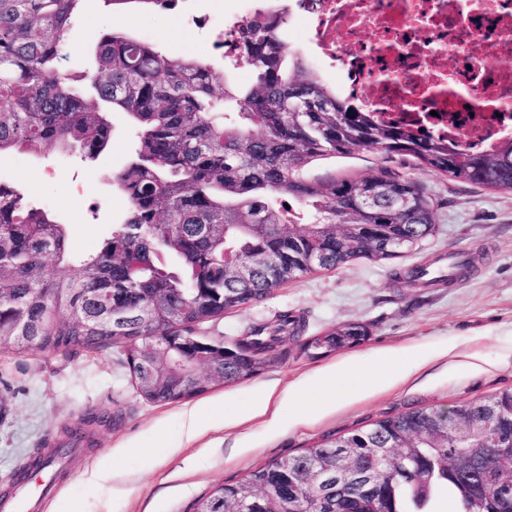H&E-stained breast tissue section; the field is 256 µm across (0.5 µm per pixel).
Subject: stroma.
Returning a JSON list of instances; mask_svg holds the SVG:
<instances>
[{"mask_svg": "<svg viewBox=\"0 0 512 512\" xmlns=\"http://www.w3.org/2000/svg\"><path fill=\"white\" fill-rule=\"evenodd\" d=\"M242 9L243 0H185L162 16L136 7L114 13L99 0H87L69 41L68 65L91 70L93 40L115 28L189 58L195 47L222 32L225 17ZM112 121V142L97 159L51 152L0 160V180L34 191L35 205L68 224L78 252L97 249L127 210L125 197L107 178L126 165L136 134L126 114L114 113ZM386 171L414 179L431 199L435 230L430 236L392 260L359 259L308 274L201 329L202 335L227 338L293 309L304 314L307 335L361 321L372 330L366 341L314 359L295 354L249 379L163 405L140 398L116 348L21 353L0 347V401L9 408L0 421V490L31 453L50 452L89 409H119L124 420L115 428L95 429L92 446L66 460L55 493L41 499L35 512H191L193 502L215 484L297 454L324 434L411 407H447L512 387V193L455 182L376 152L321 159L307 167L310 176L324 180ZM456 253L472 270L452 284L423 287L407 276L417 266L436 265ZM413 346L438 355L406 383L274 432L263 419L242 415L268 382L284 391L342 360L358 364L374 350ZM444 346L449 349L445 355L440 352ZM190 404L203 408L207 419L192 440L181 418ZM116 448L121 451L117 457L112 454ZM102 462L112 463L118 478L88 481L87 473Z\"/></svg>", "mask_w": 512, "mask_h": 512, "instance_id": "obj_1", "label": "stroma"}]
</instances>
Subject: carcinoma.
Returning <instances> with one entry per match:
<instances>
[{
    "label": "carcinoma",
    "instance_id": "cac0c4a2",
    "mask_svg": "<svg viewBox=\"0 0 512 512\" xmlns=\"http://www.w3.org/2000/svg\"><path fill=\"white\" fill-rule=\"evenodd\" d=\"M85 2L0 0V159L52 148L94 159L111 142L113 111L137 126L132 155L112 177L126 215L88 255L72 252L51 211L0 185V340L18 352L119 345L120 362L136 364L143 400L190 399L288 360L305 320L285 310L228 341L196 335L200 326L318 269L396 258L433 233L432 204L415 181L390 172L318 181L304 172L310 162L363 151L411 157L454 181L512 192V136L473 151L347 106L281 38L286 19L275 24L264 11L239 26V61L253 73L246 89L117 29L95 41V70L77 75L63 47ZM103 2L173 10L181 0ZM389 226L393 253L382 248ZM244 262L246 279L234 271ZM369 335L364 323H344L305 338L298 352L316 358ZM145 338L181 363L146 351ZM489 404L493 431L468 440L448 433V416L474 423ZM116 420L94 409L81 424ZM83 427L55 452L83 441ZM374 448L391 463L376 467ZM43 459L29 456L12 483ZM312 470L330 480L313 482ZM441 493L453 512H512V388L326 434L215 485L192 512H226L233 501L241 512H274L290 497L316 512H428Z\"/></svg>",
    "mask_w": 512,
    "mask_h": 512
}]
</instances>
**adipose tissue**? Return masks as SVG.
<instances>
[{
  "mask_svg": "<svg viewBox=\"0 0 512 512\" xmlns=\"http://www.w3.org/2000/svg\"><path fill=\"white\" fill-rule=\"evenodd\" d=\"M369 370L362 373L360 385L349 389L344 395H336L333 385L336 381L335 369H327L320 375L308 378L304 384L294 386L285 392H277L275 387L265 389L250 405L248 413L253 417L264 418L267 428L276 430L284 426L285 420L280 411L284 401L297 400L304 389H313L320 393V410L335 408L343 400H358L376 392L391 388L406 381L411 371L399 362V355L393 351H377L368 359Z\"/></svg>",
  "mask_w": 512,
  "mask_h": 512,
  "instance_id": "1",
  "label": "adipose tissue"
}]
</instances>
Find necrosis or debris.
Instances as JSON below:
<instances>
[{
	"mask_svg": "<svg viewBox=\"0 0 512 512\" xmlns=\"http://www.w3.org/2000/svg\"><path fill=\"white\" fill-rule=\"evenodd\" d=\"M303 23L300 50L340 61L336 93L375 115H441L452 140L512 112V0H275Z\"/></svg>",
	"mask_w": 512,
	"mask_h": 512,
	"instance_id": "4bbe7bcc",
	"label": "necrosis or debris"
}]
</instances>
